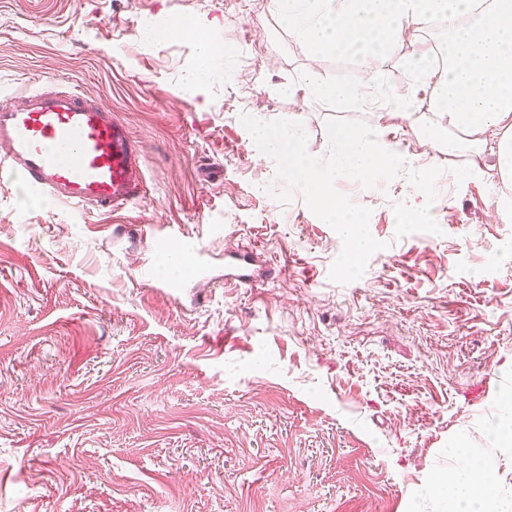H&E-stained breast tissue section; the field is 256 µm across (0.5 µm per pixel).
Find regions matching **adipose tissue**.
<instances>
[{"instance_id":"obj_1","label":"adipose tissue","mask_w":512,"mask_h":512,"mask_svg":"<svg viewBox=\"0 0 512 512\" xmlns=\"http://www.w3.org/2000/svg\"><path fill=\"white\" fill-rule=\"evenodd\" d=\"M271 7L313 52L360 53L363 83L318 88L342 100H364L379 89L392 44L426 26L445 29L442 66L419 50L414 88L447 126L443 149L469 155L468 173L492 169L512 180V0H271ZM457 458L464 475L449 479V500L488 502L492 488L481 466L468 452Z\"/></svg>"}]
</instances>
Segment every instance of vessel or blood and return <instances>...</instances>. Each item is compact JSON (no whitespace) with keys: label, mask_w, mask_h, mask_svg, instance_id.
<instances>
[{"label":"vessel or blood","mask_w":512,"mask_h":512,"mask_svg":"<svg viewBox=\"0 0 512 512\" xmlns=\"http://www.w3.org/2000/svg\"><path fill=\"white\" fill-rule=\"evenodd\" d=\"M140 147L115 112L74 91H33L0 101V175L82 211L118 212L137 204L144 181ZM164 246L204 256L175 225Z\"/></svg>","instance_id":"b4317fda"}]
</instances>
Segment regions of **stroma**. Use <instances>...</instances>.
<instances>
[{"label":"stroma","instance_id":"35a3bbf8","mask_svg":"<svg viewBox=\"0 0 512 512\" xmlns=\"http://www.w3.org/2000/svg\"><path fill=\"white\" fill-rule=\"evenodd\" d=\"M192 30L161 42L147 22ZM234 45L195 80L200 38ZM427 27L382 63L404 95ZM361 58L313 57L269 0H0V99L56 84L125 120L145 193L112 216L0 180V512H448L439 478L464 443L512 512V447L491 425L512 391V181H457L427 139V103L402 116L303 94L354 84ZM294 118L317 158L326 125L359 120L441 168L437 197L406 172L335 187L371 211L385 250L342 285V242L241 121ZM430 205L440 234L396 237L393 206ZM180 225L219 279L164 265L142 236ZM253 248L249 284L226 250Z\"/></svg>","mask_w":512,"mask_h":512}]
</instances>
